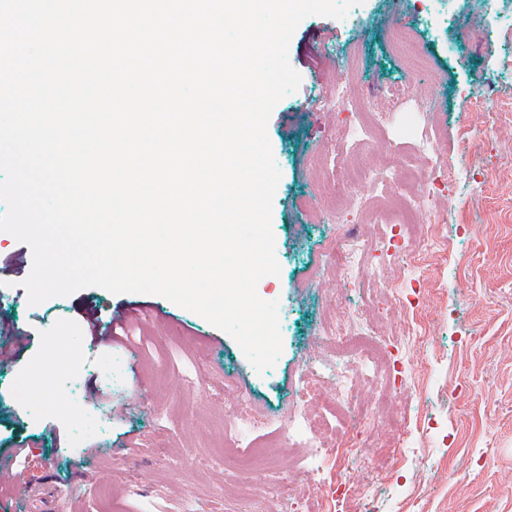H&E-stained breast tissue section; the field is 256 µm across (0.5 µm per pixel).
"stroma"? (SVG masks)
Segmentation results:
<instances>
[{"instance_id": "1", "label": "stroma", "mask_w": 512, "mask_h": 512, "mask_svg": "<svg viewBox=\"0 0 512 512\" xmlns=\"http://www.w3.org/2000/svg\"><path fill=\"white\" fill-rule=\"evenodd\" d=\"M298 89L275 107L267 135L280 180L272 204L276 276L259 296L278 301L282 353L257 373L230 335L171 301L89 287L29 305L28 245L0 231V456L18 482L53 492L52 512H289L309 496L297 479L300 455L288 431L292 395L310 352L326 351L342 314L340 286L322 273L326 254L356 236L362 213L331 193L351 155L384 168L413 153L393 135L411 92L435 84L441 109L439 158L454 184L432 190L416 216L446 242L423 259L438 292L403 283L400 301L428 340L408 345L402 320L381 332L403 388L364 432L361 466L339 512H512V0H363L343 19L312 15L288 47ZM355 85L362 110L383 116L366 133L357 112L334 101ZM400 242L381 226L376 262L357 270L367 303L394 280L387 261ZM150 306L132 323L135 351L97 339L90 317ZM32 334L30 347L15 343ZM44 369L43 399L17 395L31 367ZM245 394L262 434H275L271 469L237 477L224 464V426ZM418 419L413 451L385 447L391 417Z\"/></svg>"}]
</instances>
